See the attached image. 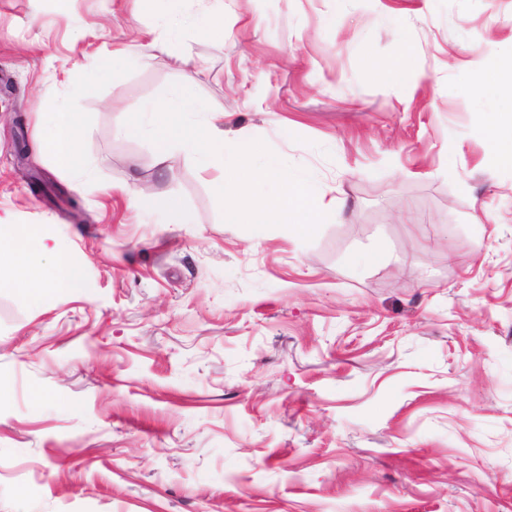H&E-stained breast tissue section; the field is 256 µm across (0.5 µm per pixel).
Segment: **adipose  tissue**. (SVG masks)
Returning <instances> with one entry per match:
<instances>
[{"label": "adipose tissue", "instance_id": "adipose-tissue-1", "mask_svg": "<svg viewBox=\"0 0 512 512\" xmlns=\"http://www.w3.org/2000/svg\"><path fill=\"white\" fill-rule=\"evenodd\" d=\"M202 72L201 65H185L182 83L162 100L146 102L117 128V135L150 137L158 165H166L176 152L188 151L203 168L219 170L213 190L224 201L225 223L251 224L260 230L285 224L292 233L306 235L323 214L342 217V207L326 201L304 177L291 175L282 159L264 154L253 140L225 143L223 113L204 108L194 91ZM484 132L492 144L489 163L512 167V113L493 115ZM78 143L79 121L74 112L62 106L46 113L45 126L36 140L40 154L51 156L58 168L76 169L80 166ZM263 182L277 184L278 195L257 191V184ZM3 241L10 243L11 252L0 259V285L21 288L35 300L49 287L90 292L91 285L79 266L63 256L60 246L42 243L30 247L22 225L0 218Z\"/></svg>", "mask_w": 512, "mask_h": 512}]
</instances>
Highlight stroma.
Listing matches in <instances>:
<instances>
[{"label":"stroma","mask_w":512,"mask_h":512,"mask_svg":"<svg viewBox=\"0 0 512 512\" xmlns=\"http://www.w3.org/2000/svg\"><path fill=\"white\" fill-rule=\"evenodd\" d=\"M161 10L0 0V215L93 287H0V512H512V167L475 91L512 0H224L223 44L184 29L227 140L344 203L301 238L225 223L217 170L116 135L180 80L100 71ZM62 104L84 176L16 154Z\"/></svg>","instance_id":"stroma-1"}]
</instances>
